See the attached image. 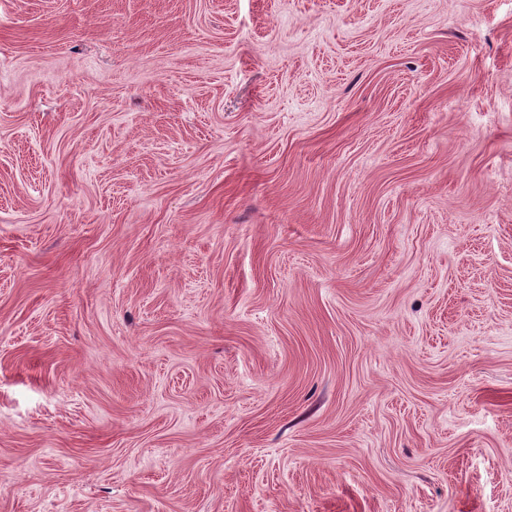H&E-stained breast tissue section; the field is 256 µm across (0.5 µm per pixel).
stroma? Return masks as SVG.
<instances>
[{"label":"stroma","mask_w":512,"mask_h":512,"mask_svg":"<svg viewBox=\"0 0 512 512\" xmlns=\"http://www.w3.org/2000/svg\"><path fill=\"white\" fill-rule=\"evenodd\" d=\"M0 512H512V0H0Z\"/></svg>","instance_id":"obj_1"}]
</instances>
